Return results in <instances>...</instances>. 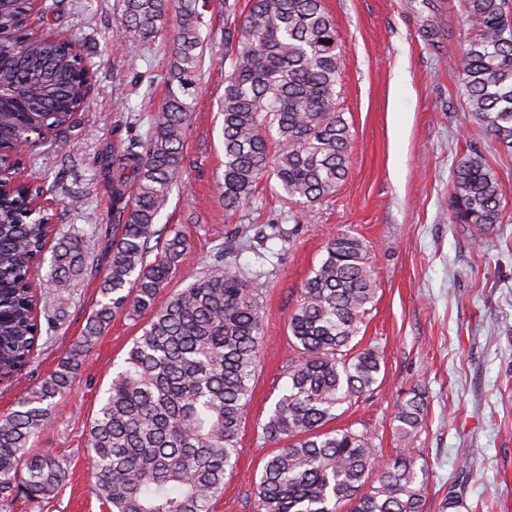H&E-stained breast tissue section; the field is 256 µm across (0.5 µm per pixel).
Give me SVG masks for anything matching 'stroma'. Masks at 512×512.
<instances>
[{"label": "stroma", "mask_w": 512, "mask_h": 512, "mask_svg": "<svg viewBox=\"0 0 512 512\" xmlns=\"http://www.w3.org/2000/svg\"><path fill=\"white\" fill-rule=\"evenodd\" d=\"M60 5L66 29L91 53L97 75L70 131L71 157L41 147L25 156L23 175L56 182L54 198L44 202L56 224L100 228L114 224L118 206L112 171L102 161L146 137L152 108L165 94L177 26L168 19L159 37L134 46L121 35L123 0ZM197 5L206 44L199 92L185 134L183 177L157 223L186 235L187 266L198 270L234 228L275 224L290 235L289 244L271 239L239 257L266 291L265 344L238 464L213 512H250L251 479L274 449L261 426L287 384L288 320L328 237L338 233L363 241L376 273L363 342L379 348L383 363L372 391L338 408L335 428L366 434L380 460L393 461L403 448L394 416L409 389L419 388L427 404L414 443L427 472L422 512H512V153L469 117L458 94L456 59L474 32L462 0H325L346 57L341 105L352 132L349 173L308 209L287 203L276 183L264 184L229 219L220 197L224 0ZM474 147L499 180L506 213L504 224L479 238L453 222L450 204L452 171ZM78 186L84 197L73 206L68 194ZM98 284L91 274L61 298L43 289L41 306L64 305L67 315L23 374L0 382V413L55 369L99 300ZM148 318L145 312L116 317L72 390L55 400L52 424L37 446L66 462L64 487L37 507L17 496L7 512H102L88 474L86 430ZM462 448L468 459L460 458Z\"/></svg>", "instance_id": "35a3bbf8"}]
</instances>
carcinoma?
<instances>
[{
  "mask_svg": "<svg viewBox=\"0 0 512 512\" xmlns=\"http://www.w3.org/2000/svg\"><path fill=\"white\" fill-rule=\"evenodd\" d=\"M478 25L458 59L465 109L512 151V21L507 0H464ZM125 38L152 41L170 12L177 33L166 92L145 139L110 160L118 198L101 299L57 368L0 416V501L21 492L39 505L67 478L63 463L35 439L52 423L55 398L72 390L90 349L123 313H152L134 338L87 429L96 494L107 512H211L233 473L250 381L264 347L265 291L240 266L241 233L224 252L168 295L188 260L173 227L156 228L169 190L180 181L184 134L198 93L204 26L196 0H124ZM54 5L0 0V370L32 363L42 333L66 312L38 314L35 276L46 246L43 287L66 293L87 274L94 234L56 227L37 211L12 161L13 145L44 131L51 149L70 156L65 132L85 109L97 71L88 54L57 32L36 36ZM229 63L221 102L224 213L249 204L273 178L289 202L313 206L349 170L351 131L340 107L346 67L336 25L323 0H247L224 29ZM452 219L477 236L505 223L498 179L472 148L451 181ZM376 279L363 242L340 233L307 278L288 321V386L261 425L279 445L253 481L251 512H422L426 472L409 445L424 424L422 392L411 389L394 417L403 454L383 463L369 438L329 429L336 409L372 390L380 352L360 346Z\"/></svg>",
  "mask_w": 512,
  "mask_h": 512,
  "instance_id": "1",
  "label": "carcinoma"
}]
</instances>
